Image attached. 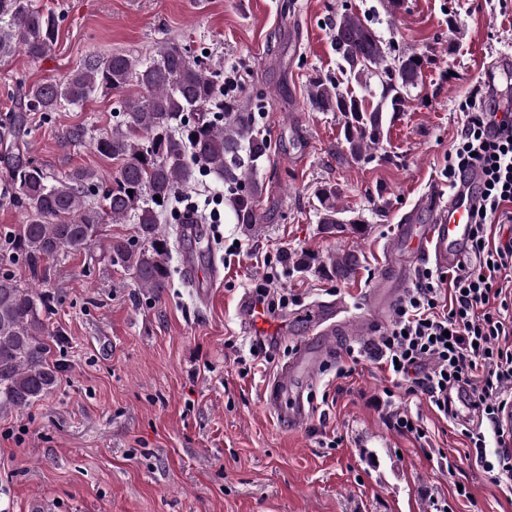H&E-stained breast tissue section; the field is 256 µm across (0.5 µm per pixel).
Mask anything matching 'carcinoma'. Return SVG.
Masks as SVG:
<instances>
[{"mask_svg":"<svg viewBox=\"0 0 512 512\" xmlns=\"http://www.w3.org/2000/svg\"><path fill=\"white\" fill-rule=\"evenodd\" d=\"M58 26L59 18L34 0H0V59L18 51L33 60L42 58L55 44ZM331 28L342 72L361 92L319 77L310 85L309 105L316 112L341 114L343 142L360 160L371 154L386 126L405 110L409 90L418 85L430 59L417 53L387 59L376 30L353 11L337 15ZM373 77L381 84L375 102L368 99ZM131 81L143 95L122 102V120L94 140L100 155L121 161L114 174L101 177L91 169L76 168L53 178L26 158L20 137L28 113L76 107L99 90H120ZM262 102L260 90L246 100L225 96L224 82L174 44L149 60L126 53L90 58L62 81L21 91L3 133L13 138L14 149L7 157V191L24 206L27 220L0 249L9 262L24 265L29 281L23 283L0 268V411L26 410L56 386L59 370L49 360L47 343L53 332L45 319L51 300L49 261L61 250L89 247L104 217L114 224H135L133 237L112 241V264L156 298L171 278L169 235L159 217L179 190L213 174L224 180V199L235 223L245 228L258 223V172L272 149L254 118ZM129 189L133 193H127ZM337 196L332 185L317 192L323 232H343L349 223L355 233H365L363 221L341 217ZM358 263L357 254L342 251L328 257L321 272L345 279Z\"/></svg>","mask_w":512,"mask_h":512,"instance_id":"1","label":"carcinoma"}]
</instances>
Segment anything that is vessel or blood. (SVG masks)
<instances>
[{
	"label": "vessel or blood",
	"instance_id": "b4317fda",
	"mask_svg": "<svg viewBox=\"0 0 512 512\" xmlns=\"http://www.w3.org/2000/svg\"><path fill=\"white\" fill-rule=\"evenodd\" d=\"M480 176L469 173L449 191L447 198L429 197L425 208L428 223H421L417 211L405 214L399 229V243L381 269L376 288L369 297L367 313L357 319L346 316L341 304H315L307 309L308 337L293 358L283 363L263 392V403L284 423L299 425L309 416L305 387L328 354L326 343L338 336H357L371 330L391 312L406 289L413 271L424 264L445 267L455 264L465 253L478 204ZM186 279L200 300H207L213 280L203 277L191 257L183 259ZM238 309L249 333L268 339L269 319L250 298H241Z\"/></svg>",
	"mask_w": 512,
	"mask_h": 512
}]
</instances>
